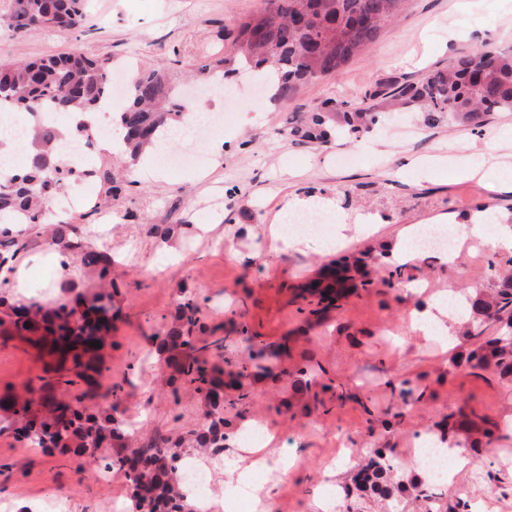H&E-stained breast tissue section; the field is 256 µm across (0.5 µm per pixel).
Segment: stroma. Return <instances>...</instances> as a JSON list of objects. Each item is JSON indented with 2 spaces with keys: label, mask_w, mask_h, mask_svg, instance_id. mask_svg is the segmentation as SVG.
<instances>
[{
  "label": "stroma",
  "mask_w": 512,
  "mask_h": 512,
  "mask_svg": "<svg viewBox=\"0 0 512 512\" xmlns=\"http://www.w3.org/2000/svg\"><path fill=\"white\" fill-rule=\"evenodd\" d=\"M456 4L411 0L396 22L338 72L298 84L287 102H270L259 88L237 87L227 100H207L209 111L223 114L224 130L196 145L195 168L153 169L113 197L105 175L120 168L119 153L101 144L85 156L84 166L92 172L85 188L96 205L65 219L82 230L84 241L106 246L116 263L114 303L120 317L102 354L107 380L128 381L125 415L149 409L136 427L140 441L187 432L203 418L196 398L162 383L147 356L162 330V315L173 311L183 290L207 298V326H223L229 334L244 322L266 343L291 335V364L312 359L358 391L385 398L386 381L396 378L425 387V399L407 406L401 424L388 433L380 426L368 429L352 402L325 414H291L280 407L291 391L288 381H264L252 407L240 414L226 411L224 453L252 470L281 452L295 456L287 477L259 479L268 490L262 499L266 512H323L322 485L350 484L352 471L339 458L338 436L352 437L361 452L394 449L401 468L413 476L417 469L407 458L411 440L426 434L449 406L464 401L501 425H512V383L465 367L449 369L451 345L419 334L399 344L383 333L384 326H403L406 311L431 313L442 294L461 297L476 286L494 287L485 267L469 255L449 262L416 258L432 287L396 294L362 291L327 321L307 324L293 299L331 257L310 234L294 250L270 245L274 216L288 198L307 194L328 198L343 212L370 216L364 229L345 230L340 248L348 254L384 248V265L375 271L379 277L412 225L440 219L469 224L486 205L499 214L500 232L512 233L510 112L492 115L479 130L429 128L416 113L389 112L361 138V155L352 160L344 140L318 145L284 132L291 113L309 111L325 99L354 106L366 94L446 68L459 53L486 45L512 48V0H474L465 13ZM264 7L265 0H87L83 20L71 30L1 27L0 62L81 51L110 60L116 71L156 65L182 96L196 88L199 65L234 54L240 23ZM461 159L481 168V175L458 178ZM105 212L111 226L100 234L94 227ZM21 262L23 287L4 291L14 300L53 299L66 279L81 288L92 285L76 265L68 276H59L53 251L40 244ZM49 361L46 351L0 337V398L22 394L27 380L42 374ZM253 420L271 436L264 447L248 448L235 438L237 427ZM95 469L91 459L44 454L0 433V501L13 507L41 512L63 496L68 512H111L113 499L129 495L125 477L116 472L111 481L100 482ZM459 499L471 503L473 512H512V438L473 457L438 512H450Z\"/></svg>",
  "instance_id": "1"
}]
</instances>
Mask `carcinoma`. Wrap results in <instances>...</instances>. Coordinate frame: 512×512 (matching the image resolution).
I'll list each match as a JSON object with an SVG mask.
<instances>
[{"label": "carcinoma", "instance_id": "1", "mask_svg": "<svg viewBox=\"0 0 512 512\" xmlns=\"http://www.w3.org/2000/svg\"><path fill=\"white\" fill-rule=\"evenodd\" d=\"M408 0H268V5L239 26L236 52L231 57L211 60L200 66L202 73H236L242 66L255 71L275 72L272 99H288L300 81L339 70L355 54L373 42L404 10ZM83 0H11L7 17L0 23L13 30L32 27L75 28L82 17ZM112 64L83 53L52 55L30 62L0 65V105L30 117L50 108L73 113L97 107L107 101ZM422 113L427 127L444 122L479 129L488 117L512 112V51L477 49L454 58L448 68L436 70L417 82L403 83L390 91L368 95V102L350 108L334 99L323 101L307 113L288 118V135L317 144H326L334 135L358 139L377 124L379 114L389 111ZM118 125L124 132L129 156L137 160L147 149H155L162 130L181 121L184 105L174 100L163 71L149 67L136 74L127 105L119 112ZM63 136L54 126L34 125L29 133L33 148L25 170L0 183V214L12 221H0V255L14 260L28 248V236L19 232L24 225L41 229L60 255L63 267L78 263L101 281L96 291H75L66 282L45 307L38 297L11 302L0 298V329L9 330L44 348L55 363L43 375L29 380L26 389L42 393L38 399L11 397L0 400V411L8 422L0 432L10 431L15 440L44 453L59 451L78 458L100 457L98 468L124 474L130 484L131 512H193L191 495L173 478L174 463L185 449L204 450L217 456L224 449V408H245L253 400L254 385L274 375L278 351L256 341L246 325L235 336L224 335V327L204 325L202 303L197 295L180 291L164 335H156L155 359L170 373L174 384L189 387L203 407L204 420L193 430L175 437L159 435L140 444L128 435L118 417L126 391L123 383L111 382L106 395L109 407L90 405L95 391L105 379L102 358L90 355L82 346L93 340L105 344L111 324L93 318L98 310L114 311L113 295L118 293L108 279L112 255L103 249L85 246L70 224L44 225V204L63 185L58 146ZM379 255L362 252L342 257L325 266L320 277L308 284L310 299L298 308L318 320L342 301L357 293L381 286L400 287L412 276L396 266L387 275L373 278L371 262ZM497 285L488 294L474 292L465 297L470 313L459 332L458 351L448 366L471 370H491L501 380H512V255L493 251L488 260ZM292 379V400L305 414L327 413L330 404L356 403L368 429L379 424L390 430L400 423L404 409L420 402L425 391L409 379L387 381L390 399L382 405L370 394L352 390L328 377L318 362L305 361L288 372ZM496 423L486 414L467 410V405L448 409L437 424L441 443L460 447L457 436L472 437L470 447L484 448L504 434H494ZM355 487L365 493L392 498L405 487L394 449L371 448L353 476ZM416 500L426 502L442 497L443 489L431 478L410 481Z\"/></svg>", "mask_w": 512, "mask_h": 512}]
</instances>
